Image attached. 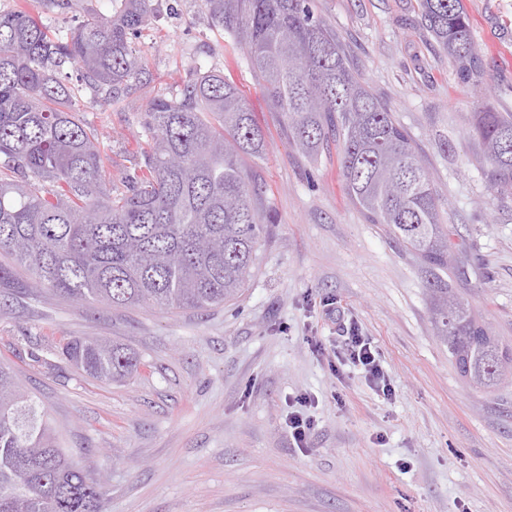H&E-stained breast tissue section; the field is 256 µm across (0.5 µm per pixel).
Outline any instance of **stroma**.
<instances>
[{"instance_id": "obj_1", "label": "stroma", "mask_w": 512, "mask_h": 512, "mask_svg": "<svg viewBox=\"0 0 512 512\" xmlns=\"http://www.w3.org/2000/svg\"><path fill=\"white\" fill-rule=\"evenodd\" d=\"M484 52L479 84L461 82L420 25L417 0H311L372 92L417 144L453 225L452 264L430 268L369 223L346 197L335 150L315 158L288 141L243 47L201 0H153L130 41L146 82L118 102L90 88L76 109L94 130L112 193L144 164L149 101L177 96L218 69L245 93L267 132L243 168L261 191L267 234L242 294L207 310L77 303L30 286L0 251V360L44 408L61 448L101 484L100 512H512V381L492 391L458 375L432 312L450 285L488 331L512 344V197L484 180L468 134L484 103L512 112V0H463ZM24 7L56 32L112 0ZM354 324L380 354L387 400L329 349ZM98 337L134 353L126 381L72 368L60 346ZM313 418L294 448L288 415Z\"/></svg>"}]
</instances>
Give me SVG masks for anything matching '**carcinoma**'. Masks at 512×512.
Wrapping results in <instances>:
<instances>
[{
    "instance_id": "1",
    "label": "carcinoma",
    "mask_w": 512,
    "mask_h": 512,
    "mask_svg": "<svg viewBox=\"0 0 512 512\" xmlns=\"http://www.w3.org/2000/svg\"><path fill=\"white\" fill-rule=\"evenodd\" d=\"M61 36L18 9L0 12V251L35 286L80 302L205 310L238 298L265 234L262 197L241 158L261 159L266 132L244 92L219 70L180 97H155L141 175L112 195L96 135L77 119V81L110 103L142 82L128 41L152 0H113ZM211 24L247 49L248 63L288 139L314 158L339 148L348 199L433 268L448 266L442 198L416 143L349 61L309 0H202ZM422 26L458 78L484 75L463 0H419ZM491 190L512 195V112L473 114ZM433 314L459 375L480 389L512 372V346L490 335L452 288L433 289ZM69 360L99 381L137 371L126 348L77 338ZM101 486L55 443L40 405L0 361V512H99Z\"/></svg>"
}]
</instances>
